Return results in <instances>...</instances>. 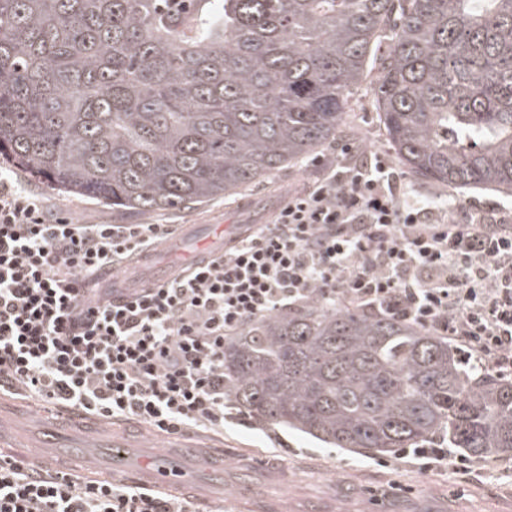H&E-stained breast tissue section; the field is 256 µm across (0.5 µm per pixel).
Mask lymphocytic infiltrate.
Wrapping results in <instances>:
<instances>
[{"label": "lymphocytic infiltrate", "instance_id": "f902f5d3", "mask_svg": "<svg viewBox=\"0 0 512 512\" xmlns=\"http://www.w3.org/2000/svg\"><path fill=\"white\" fill-rule=\"evenodd\" d=\"M401 194L387 158L336 164L223 254L146 288H100L98 272L152 251L171 226L52 220L0 176V391L170 435L220 431L226 335L318 295L414 321L511 375L512 225L491 207L442 217ZM0 512L198 510L0 454Z\"/></svg>", "mask_w": 512, "mask_h": 512}]
</instances>
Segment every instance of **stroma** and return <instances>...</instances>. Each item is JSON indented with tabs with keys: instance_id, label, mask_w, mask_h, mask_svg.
Segmentation results:
<instances>
[{
	"instance_id": "35a3bbf8",
	"label": "stroma",
	"mask_w": 512,
	"mask_h": 512,
	"mask_svg": "<svg viewBox=\"0 0 512 512\" xmlns=\"http://www.w3.org/2000/svg\"><path fill=\"white\" fill-rule=\"evenodd\" d=\"M376 61L350 97L345 114L348 139L353 149L342 154L339 145L322 146L317 163L308 165L306 174L292 178L280 171L271 179L242 195L224 200L203 201L189 209H173L130 218L113 213L111 206L81 197L49 190L28 178L10 164L0 171L20 183L31 195L45 202L53 215L68 216L82 224H169L173 242L160 244L154 263L169 268L174 257L186 259L200 255L199 234L189 232L192 224H266L288 191H298L315 180L337 160L353 166L373 162L376 155L392 156L393 151L374 106L373 87ZM407 197L425 200L434 195L453 199L464 210L499 207L501 214L512 213V197L494 192L464 194L437 184H425L403 176ZM191 439L221 444L224 462L236 470L255 471L264 493L279 504L299 507L307 502L330 499L334 512H386L392 501L410 497L441 496L458 512H512V457L482 462L480 471H454L446 468L423 470L410 457H375L362 452L325 448L302 434L269 429L252 423L227 422L221 432L190 429Z\"/></svg>"
}]
</instances>
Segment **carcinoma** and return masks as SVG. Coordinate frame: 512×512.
<instances>
[{
    "mask_svg": "<svg viewBox=\"0 0 512 512\" xmlns=\"http://www.w3.org/2000/svg\"><path fill=\"white\" fill-rule=\"evenodd\" d=\"M373 46L401 166L512 196V0H0V156L116 212L231 198L346 136ZM224 397L370 455L512 457L511 380L321 297L224 338Z\"/></svg>",
    "mask_w": 512,
    "mask_h": 512,
    "instance_id": "carcinoma-1",
    "label": "carcinoma"
}]
</instances>
